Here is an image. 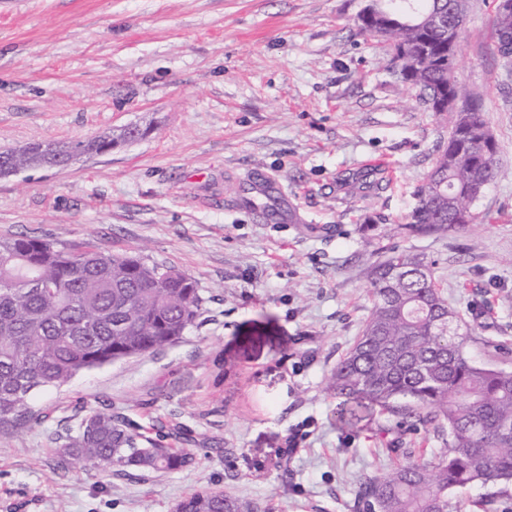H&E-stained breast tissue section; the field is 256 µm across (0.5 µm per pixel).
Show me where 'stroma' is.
Returning <instances> with one entry per match:
<instances>
[{
    "instance_id": "35a3bbf8",
    "label": "stroma",
    "mask_w": 512,
    "mask_h": 512,
    "mask_svg": "<svg viewBox=\"0 0 512 512\" xmlns=\"http://www.w3.org/2000/svg\"><path fill=\"white\" fill-rule=\"evenodd\" d=\"M363 0H0V148L147 133L65 168L0 178V238L92 243L193 277L201 314L173 344L36 391L0 436V512H174L230 491L258 512H356L361 478L446 449L393 432L327 378L362 329L367 269L397 245L433 261L500 366L512 346V72L495 0H468L455 75L497 144L494 182L462 231L399 223L448 130L358 36ZM273 217H263L265 209ZM180 438L186 468L131 478L60 466L89 412ZM296 448H289V439ZM498 2L499 8L497 5L492 18L491 34L496 55L505 65H509L505 58L511 53V49L509 44L505 45L502 42L501 37L512 33V13L506 14L512 12V1L499 0Z\"/></svg>"
}]
</instances>
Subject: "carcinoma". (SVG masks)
I'll return each instance as SVG.
<instances>
[{
	"mask_svg": "<svg viewBox=\"0 0 512 512\" xmlns=\"http://www.w3.org/2000/svg\"><path fill=\"white\" fill-rule=\"evenodd\" d=\"M467 0H377L358 34L383 42L397 79L432 100L444 92L469 111L452 110L446 143L415 192L404 229L412 235L462 230L476 216L479 191L494 179L496 144L482 113L446 60L448 32L461 35ZM512 13L495 10L491 34L500 60ZM370 308L361 333L336 363L327 388L338 398L368 400L396 417L394 430L415 433L433 422L447 451L391 475L365 477L357 512H454L460 495L492 489L481 503L512 512V370L468 357L471 334L438 287L434 262L391 249L369 266ZM197 282L137 256L72 248L32 236L0 238V427L26 418L27 400L77 373L112 360L160 351L191 327L202 307ZM189 450L163 443L121 417L92 412L67 437L60 459L123 474L178 471ZM180 512H254L227 491L184 497Z\"/></svg>",
	"mask_w": 512,
	"mask_h": 512,
	"instance_id": "obj_1",
	"label": "carcinoma"
}]
</instances>
